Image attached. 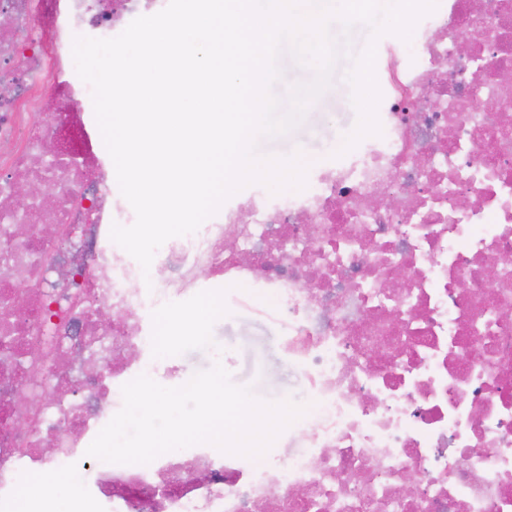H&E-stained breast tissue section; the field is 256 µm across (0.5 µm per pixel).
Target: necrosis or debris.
Segmentation results:
<instances>
[{
	"instance_id": "necrosis-or-debris-1",
	"label": "necrosis or debris",
	"mask_w": 512,
	"mask_h": 512,
	"mask_svg": "<svg viewBox=\"0 0 512 512\" xmlns=\"http://www.w3.org/2000/svg\"><path fill=\"white\" fill-rule=\"evenodd\" d=\"M441 2L411 55L386 58L381 135L294 195L244 197L170 238L139 288L110 237L135 212L72 45L168 0H0V512H512V0ZM227 284L269 303L309 381L297 450L87 456L171 309ZM87 470L43 498V478Z\"/></svg>"
}]
</instances>
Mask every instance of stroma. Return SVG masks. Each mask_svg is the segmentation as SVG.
Listing matches in <instances>:
<instances>
[{
  "label": "stroma",
  "mask_w": 512,
  "mask_h": 512,
  "mask_svg": "<svg viewBox=\"0 0 512 512\" xmlns=\"http://www.w3.org/2000/svg\"><path fill=\"white\" fill-rule=\"evenodd\" d=\"M331 33L335 40H348V55L337 59L328 88L309 105L299 126L282 136L259 138V154L287 156L298 151L310 168H321L332 163L334 153L354 129L357 111L346 75L353 56L366 47L370 29L357 24L347 32L336 22ZM238 292V287L227 285L210 297L212 311L192 318L198 328L196 335L171 337L160 348L159 364L176 363L185 382L218 361L235 385L249 388L256 398L309 405L305 378L283 350L280 325L263 313V300L250 306L235 305Z\"/></svg>",
  "instance_id": "obj_1"
}]
</instances>
